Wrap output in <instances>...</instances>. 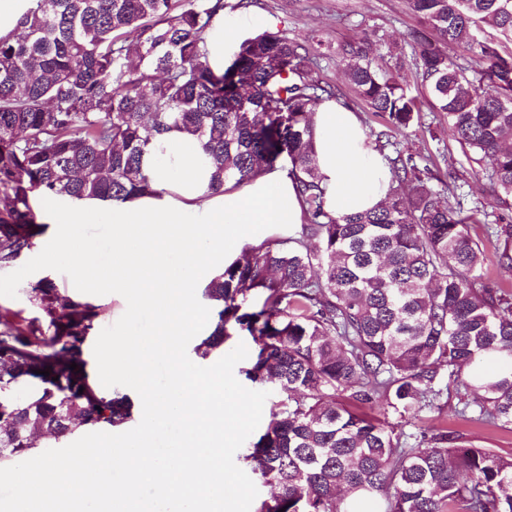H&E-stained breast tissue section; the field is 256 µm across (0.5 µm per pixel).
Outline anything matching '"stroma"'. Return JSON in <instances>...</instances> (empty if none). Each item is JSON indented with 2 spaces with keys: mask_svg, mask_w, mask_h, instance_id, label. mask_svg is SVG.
<instances>
[{
  "mask_svg": "<svg viewBox=\"0 0 512 512\" xmlns=\"http://www.w3.org/2000/svg\"><path fill=\"white\" fill-rule=\"evenodd\" d=\"M224 15L238 23L244 36L262 31L283 32L311 43L320 40L356 42L376 36L385 44L400 48L401 80L418 96L421 109L420 123L408 128L386 129L380 118L368 112L351 89L335 57L320 55L316 76L335 87L337 98L356 112L368 139H380L385 154H413L419 167L426 169L429 186L440 195H447L449 184H456L455 193L464 210L477 206L492 208L486 175L489 163L477 165L467 159L449 135L447 117L433 111L431 97L421 85L412 50L413 36L420 31L421 25L408 10L406 0H224ZM49 203V198L39 194L31 200L45 230L15 264L0 267V308L29 320L43 319L44 314L32 293L33 286L43 279L51 280L73 301L96 306L98 315L83 346L85 370L97 389L109 387L113 392H120V385H109L100 373L104 361L102 347L129 336L149 334L154 313L143 310L129 314L124 296L109 291L90 293L78 287L70 277L75 261L59 247L60 238L69 233L70 228L56 223ZM77 231L84 246L85 260L94 268L107 269L112 263L111 224L98 218L80 225ZM254 349L251 338L242 334L228 340L212 357L213 363L226 366V387L257 406L245 425L237 429L233 450L226 457V471L235 484L245 489L246 497L236 502L225 501L224 512H257L261 501L271 493L270 487L256 480L240 460L244 449L265 429L270 408L277 397L272 389L251 386L241 373ZM458 408L456 395H449L440 422L449 434L458 437L460 444H473L505 456L512 455V430L463 420L457 414Z\"/></svg>",
  "mask_w": 512,
  "mask_h": 512,
  "instance_id": "1",
  "label": "stroma"
}]
</instances>
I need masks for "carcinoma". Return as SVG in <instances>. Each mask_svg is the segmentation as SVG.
Returning a JSON list of instances; mask_svg holds the SVG:
<instances>
[{"label":"carcinoma","mask_w":512,"mask_h":512,"mask_svg":"<svg viewBox=\"0 0 512 512\" xmlns=\"http://www.w3.org/2000/svg\"><path fill=\"white\" fill-rule=\"evenodd\" d=\"M407 6L431 32L412 48L433 108L473 162H491V192L508 205L512 0ZM223 9L224 0H36L19 34L0 38V267L43 232L35 192L109 205L154 194L146 156L166 134L198 140L212 195L284 158L300 235L245 247L224 265L204 288L215 313L195 348L207 358L246 333L255 352L245 379L279 395L244 455L274 488L259 512H351L354 494L377 512H512V456L458 445L442 425L419 440L404 432L437 420L452 385L477 395L459 399L460 416L512 429V293L480 274L484 244L467 230L476 214L440 200L411 154L387 159L388 193L371 210L336 215L320 187L313 109L335 92L313 77L317 47L396 129L420 112L400 81L401 54L379 66L367 39L315 47L265 31L216 72L205 34ZM487 236L512 267V224ZM32 292L47 327L0 312V463L25 458L38 434L60 443L131 418L127 397L99 393L85 371L95 307L49 280ZM376 404L398 422L369 413Z\"/></svg>","instance_id":"obj_1"}]
</instances>
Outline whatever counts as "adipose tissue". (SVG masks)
Listing matches in <instances>:
<instances>
[{
    "label": "adipose tissue",
    "instance_id": "obj_1",
    "mask_svg": "<svg viewBox=\"0 0 512 512\" xmlns=\"http://www.w3.org/2000/svg\"><path fill=\"white\" fill-rule=\"evenodd\" d=\"M314 141L329 211L360 213L384 200L388 169L343 102L329 99L316 106ZM151 166L156 195L113 205L104 215L84 206L57 216L58 223L75 225L102 215L113 226L111 269L94 275L85 263H76L80 287L116 290L131 311L155 313L152 335L113 345L108 366L142 421L136 430L118 429L94 449H72L63 464L33 448L12 472L20 512L31 505L38 512H85L91 503L103 512H155L136 492L145 484L190 512H224L225 498L243 493L241 486L227 484L224 458L234 440V422L245 419L253 406L225 394L223 367L187 366L184 338L204 316L193 290L223 271L257 225L301 223L300 199L291 178L279 171L206 196L209 172L193 137L182 133L162 140ZM160 361L169 371L162 391L152 383ZM168 426L180 436L176 448L163 455L154 434ZM116 467L129 476L121 488L111 481Z\"/></svg>",
    "mask_w": 512,
    "mask_h": 512
}]
</instances>
